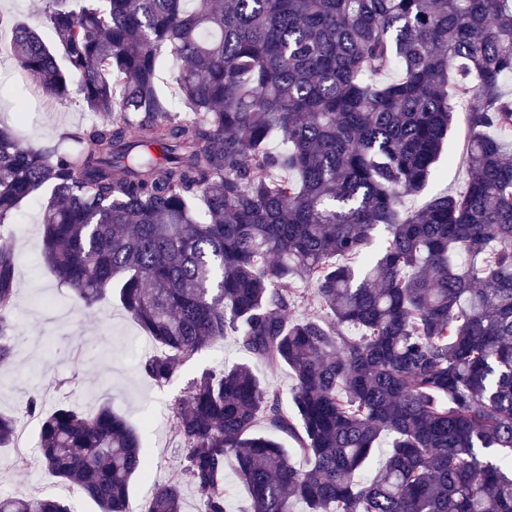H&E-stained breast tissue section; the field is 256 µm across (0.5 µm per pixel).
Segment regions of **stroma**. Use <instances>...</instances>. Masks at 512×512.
Returning a JSON list of instances; mask_svg holds the SVG:
<instances>
[{
	"instance_id": "35a3bbf8",
	"label": "stroma",
	"mask_w": 512,
	"mask_h": 512,
	"mask_svg": "<svg viewBox=\"0 0 512 512\" xmlns=\"http://www.w3.org/2000/svg\"><path fill=\"white\" fill-rule=\"evenodd\" d=\"M45 5L46 0H0V123L14 128L24 147L58 143L63 134L93 121L78 96L56 99L26 85L11 53L12 23H25L44 39H51ZM468 134V109L455 104L445 155L423 193L406 199V208L420 207L428 196L442 191H465L469 175L463 152ZM42 203L39 197L29 202L11 226L18 254L10 312L13 358L0 367V413L16 419L18 440L13 447H0V496L36 488L49 495L68 496L74 512H97L94 502L69 494L43 468L41 418L28 413L29 399H39L46 411L61 402L84 412L110 403L140 432L144 451L153 461L154 480L161 483L171 477L184 455L167 421L166 406L202 369L246 363L285 394L294 377L288 368L269 366L228 336L179 367L171 384L161 387L145 378L138 365L153 353V343L119 301L106 299L85 306L43 264Z\"/></svg>"
}]
</instances>
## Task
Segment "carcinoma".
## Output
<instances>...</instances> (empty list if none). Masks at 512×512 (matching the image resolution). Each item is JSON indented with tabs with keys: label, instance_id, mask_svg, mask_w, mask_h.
I'll use <instances>...</instances> for the list:
<instances>
[{
	"label": "carcinoma",
	"instance_id": "cac0c4a2",
	"mask_svg": "<svg viewBox=\"0 0 512 512\" xmlns=\"http://www.w3.org/2000/svg\"><path fill=\"white\" fill-rule=\"evenodd\" d=\"M68 2L47 4L53 42L17 23L11 50L100 121L66 149L23 148L0 125V365L9 224L48 187L45 264L87 306L118 298L157 344L145 378L169 384L226 336L295 378L291 413L245 363L189 380L169 402L183 464L143 512H182L187 483L199 512H231L228 459L251 512H512V0ZM165 56L181 63L172 98ZM459 101L466 191L402 209ZM15 430L0 415L1 448ZM383 434L389 458L358 481ZM40 446L100 512H133L149 459L111 406L56 408ZM0 512L71 509L33 491L1 496Z\"/></svg>",
	"mask_w": 512,
	"mask_h": 512
}]
</instances>
